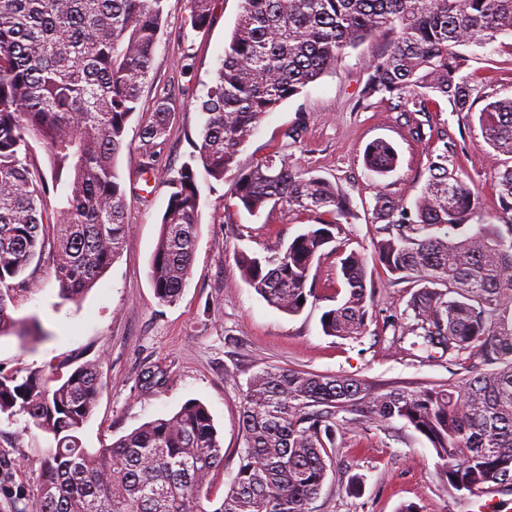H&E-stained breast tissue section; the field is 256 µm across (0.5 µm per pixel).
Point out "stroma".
Masks as SVG:
<instances>
[{"instance_id": "obj_1", "label": "stroma", "mask_w": 512, "mask_h": 512, "mask_svg": "<svg viewBox=\"0 0 512 512\" xmlns=\"http://www.w3.org/2000/svg\"><path fill=\"white\" fill-rule=\"evenodd\" d=\"M240 6L241 0H212L213 22L197 32L185 24L188 0H167L164 34L118 158L130 225L126 247L76 302L60 297L51 265L42 263L32 276L31 291L17 295L10 313L17 319L37 317L44 338L24 347L14 335L0 337V371L6 373L99 361L104 386L82 433L87 448L110 444L175 413L187 401L203 403L224 448V467L211 488L216 500L237 472L244 446L241 403L250 378L262 368L356 378L384 390H412L451 376L447 356L429 358L413 348L405 312L412 288L406 282L388 286L375 258L374 245L382 237V223L374 217L377 194L413 202L438 148L435 138L413 135L418 114L397 110L388 99L360 96L373 55L387 43L381 33L348 50L333 68L263 118L237 156L242 171L268 155H280L348 193L350 211L336 217L338 249L324 256L316 272L318 299L308 301L298 315L280 312L244 280L236 255L288 243L319 223L320 213L284 204L257 217L241 209L225 210L224 195L234 181L230 173L221 181H199L200 226L181 298L169 305L155 297L148 271L170 192L165 180L192 160L202 123L198 101L214 79ZM466 53L476 108L512 97L511 35L498 36L482 48L469 47ZM184 64L191 65V76H180ZM170 83L176 101L169 132L157 148L155 179L147 183L140 130L157 89ZM430 122L447 128L456 143L454 166L477 195L471 223L511 221L501 212L494 187L505 158L485 144L476 116L453 111L439 98ZM377 139L390 142L398 153L395 170L384 176L363 162L367 145ZM345 250L366 257L367 279L375 288L365 333L355 342L325 335L320 324L322 313L335 305ZM49 444L24 417L0 414V512H22L36 495L35 460ZM354 476L362 482L357 495L346 489ZM409 503L419 512H478L473 497L462 492L452 496L444 489L429 442L395 420L354 432L350 444L337 449L311 512H398Z\"/></svg>"}]
</instances>
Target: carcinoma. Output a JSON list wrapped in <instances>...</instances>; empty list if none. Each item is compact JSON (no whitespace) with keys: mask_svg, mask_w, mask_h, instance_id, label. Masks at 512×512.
Wrapping results in <instances>:
<instances>
[{"mask_svg":"<svg viewBox=\"0 0 512 512\" xmlns=\"http://www.w3.org/2000/svg\"><path fill=\"white\" fill-rule=\"evenodd\" d=\"M167 0H0V336L26 342L37 322L8 313L28 291L26 272L52 264L60 293L75 300L121 254L130 232L126 193L117 170L126 126L137 112L165 24ZM212 21L211 0H189L185 24ZM377 33L385 51L370 61L362 96L397 100L403 112L427 114L436 97L455 112H473L474 88L460 46L482 47L512 35V0H241L224 59L206 97L196 144L216 181L231 170L261 120L298 95ZM172 100L159 94L141 128L142 169L155 174L154 148L168 134ZM486 144L512 158V98L487 103L478 115ZM428 165V179L409 207L376 197L388 222L377 241L391 283L419 284L406 301L413 345L467 371L432 387L381 390L358 379L263 368L248 383L237 473L209 511L224 448L207 408L188 401L103 448L82 444L81 431L103 388L99 364L67 375L51 368L24 375L0 371V414L22 415L48 434L30 512H310L333 466L340 412L366 428L405 422L431 444L444 488L512 504V225H467L474 190L448 167L456 144L448 130ZM46 149L50 174L32 159ZM398 155L385 140L365 150L367 169L385 175ZM170 188L149 266L159 302L174 304L191 274L200 211L193 165L165 179ZM60 207L41 208L48 189ZM501 209L512 212V166L498 173ZM288 204L332 215L349 204L327 180L270 155L240 173L224 208L257 215ZM336 224L324 221L288 245L237 256L246 282L272 307L303 311L318 288L310 273ZM344 288L320 319L327 336L357 340L367 326L374 291L367 259H341Z\"/></svg>","mask_w":512,"mask_h":512,"instance_id":"1","label":"carcinoma"}]
</instances>
